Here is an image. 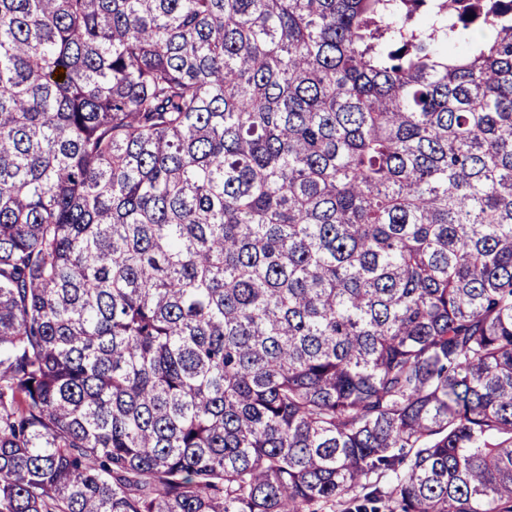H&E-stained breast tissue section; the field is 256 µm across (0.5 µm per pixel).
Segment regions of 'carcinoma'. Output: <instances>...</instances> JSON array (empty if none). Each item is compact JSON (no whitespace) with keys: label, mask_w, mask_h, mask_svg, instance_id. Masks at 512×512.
Here are the masks:
<instances>
[{"label":"carcinoma","mask_w":512,"mask_h":512,"mask_svg":"<svg viewBox=\"0 0 512 512\" xmlns=\"http://www.w3.org/2000/svg\"><path fill=\"white\" fill-rule=\"evenodd\" d=\"M338 502L512 512V0H0V512Z\"/></svg>","instance_id":"obj_1"}]
</instances>
